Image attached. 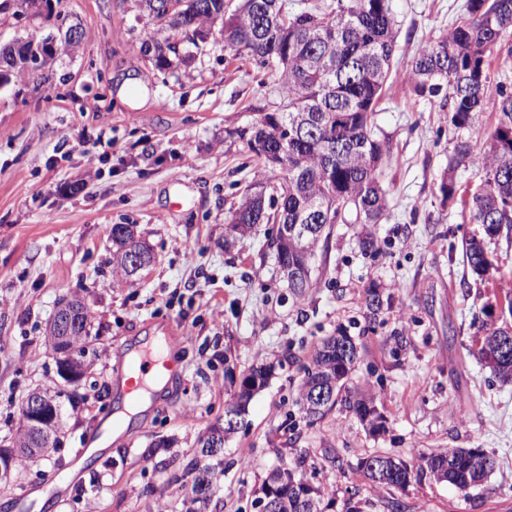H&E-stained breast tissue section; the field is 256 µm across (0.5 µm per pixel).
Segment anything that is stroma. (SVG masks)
I'll return each instance as SVG.
<instances>
[{"label":"stroma","mask_w":512,"mask_h":512,"mask_svg":"<svg viewBox=\"0 0 512 512\" xmlns=\"http://www.w3.org/2000/svg\"><path fill=\"white\" fill-rule=\"evenodd\" d=\"M465 3L392 0L397 47L375 117L391 143L379 173L387 217L372 226L370 250L361 225H333L302 300L282 277L267 225L245 236L229 226L247 185L277 180L229 135L280 105L270 69L225 49L218 23L199 49L181 43L189 61L156 69L141 47L170 31L148 20L139 0H60L51 19L14 6L0 14V41L40 39L61 24L82 31L49 70L0 84V442L15 438L31 390L58 394L44 331L59 301L77 294L92 311L87 379L76 399H60L63 444L0 482V512H19L21 497L29 512H45L47 502L54 512H182L200 439L259 363L277 369L224 446L206 512H255L263 480L285 464L313 485L335 487L326 512H394L396 502L408 512H512V384L468 353L483 324L504 320L498 298L512 291V236L488 240L492 275L472 274L462 242L483 229L459 204L441 206L439 193L457 141L479 146L493 133L497 97L488 93L472 124L455 130L402 80L418 46L445 34ZM129 78L149 92L137 108L116 95ZM105 138L112 147L103 163ZM115 224L136 225L155 249L154 264L130 284L112 275ZM372 287L389 298L374 319L365 301ZM165 322L180 336V375L78 468L115 411L128 352ZM339 331L354 336L361 354L347 386L373 391L385 428L369 431L339 405L315 425L299 423L290 439L303 368ZM160 436L168 451L145 459ZM448 448L479 449L498 466L466 493L425 474L390 491L357 470L367 452L414 465ZM53 471L63 478L54 490L45 482Z\"/></svg>","instance_id":"stroma-1"}]
</instances>
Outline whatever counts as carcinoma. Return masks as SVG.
Masks as SVG:
<instances>
[{"mask_svg":"<svg viewBox=\"0 0 512 512\" xmlns=\"http://www.w3.org/2000/svg\"><path fill=\"white\" fill-rule=\"evenodd\" d=\"M201 8L185 6L181 14L168 12V0H140L151 20L180 30L195 43V35L221 21L224 38L245 55L275 71L282 104L267 112L261 129L251 125L234 131L263 166L280 173L272 188L259 181L254 188L272 189L264 202L245 195L232 210L230 224L241 235L258 224H290L297 230L288 238L273 240L279 266L298 274L289 284L302 300L310 288L311 261L315 249L332 224H379L386 218L385 193L379 182V166L390 153L389 142L375 134L376 106L389 81L398 28L391 0H327L295 11H282L286 0H241L226 12L224 0H198ZM512 31V0H467L465 16L439 39L422 44L404 72L405 86L415 97L438 104V111L455 128L468 126L483 110L491 83L493 62L512 61V45L504 36ZM159 68L171 65L167 53L176 52L167 42L144 44ZM499 118L490 140L481 147L468 141L455 146L448 165L470 164L486 177L477 188L457 194L453 177H443L441 201L458 197L474 224L489 236L501 229L512 231V86L497 84ZM130 224L112 225V269L130 281L123 269V251L133 237ZM463 261L472 273L486 276L494 269L482 240L463 242ZM501 328L489 327L481 338L478 357L504 382H512V354L503 356L493 347ZM353 337L342 334L324 339L298 387L297 402L303 418L314 424L335 405L359 358ZM269 375L259 364L247 372L243 389L231 406L248 409L253 390L265 387ZM320 383L333 398L313 412L305 404L307 388ZM375 398L369 393L348 395L345 404L361 421L375 425ZM231 437L224 426H212L206 444L220 446ZM497 465L495 458L478 449L452 448L420 457L418 464L385 452H373L358 461V469L373 483L403 490L411 480L427 473L466 492L484 484ZM191 494L183 502L185 512H202L209 500L215 468L191 465ZM309 500L299 501L295 489L277 512H324V499L334 495L327 487H308Z\"/></svg>","mask_w":512,"mask_h":512,"instance_id":"1","label":"carcinoma"}]
</instances>
